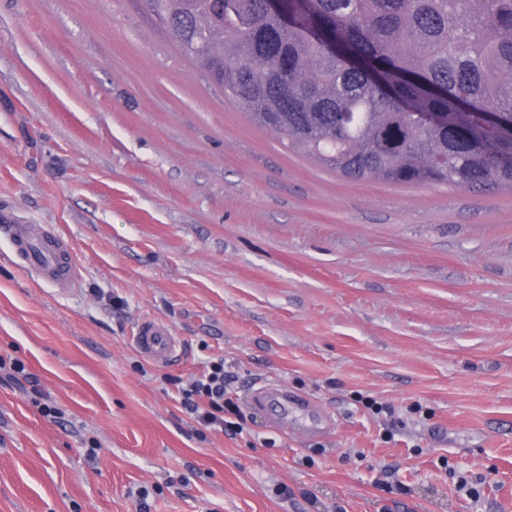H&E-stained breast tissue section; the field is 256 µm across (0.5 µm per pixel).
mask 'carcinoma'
I'll return each mask as SVG.
<instances>
[{"label":"carcinoma","mask_w":512,"mask_h":512,"mask_svg":"<svg viewBox=\"0 0 512 512\" xmlns=\"http://www.w3.org/2000/svg\"><path fill=\"white\" fill-rule=\"evenodd\" d=\"M288 148L356 181L512 191V0H142Z\"/></svg>","instance_id":"1"}]
</instances>
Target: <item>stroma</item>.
I'll list each match as a JSON object with an SVG mask.
<instances>
[{
    "label": "stroma",
    "instance_id": "stroma-1",
    "mask_svg": "<svg viewBox=\"0 0 512 512\" xmlns=\"http://www.w3.org/2000/svg\"><path fill=\"white\" fill-rule=\"evenodd\" d=\"M2 214L59 233L77 276L33 282L0 235V359L62 413L0 379V512H139L143 490L148 512H512L511 192L288 151L141 0H0ZM145 320L175 363L139 352ZM217 359L259 445L178 409L172 378ZM267 383L326 431L273 425ZM450 468L485 475L479 502ZM136 347L144 357L164 366L177 356L179 343L168 326L154 320L142 322L134 336ZM9 369L11 372L6 373V377L23 387L26 393L33 397V402L39 405L37 398H44V395L39 388L38 381L30 373H27L24 362L17 358L12 359ZM24 382L30 386L29 389ZM252 403L257 409L269 410L278 418H286L288 413L306 406L303 399L277 383L266 384L256 390Z\"/></svg>",
    "mask_w": 512,
    "mask_h": 512
}]
</instances>
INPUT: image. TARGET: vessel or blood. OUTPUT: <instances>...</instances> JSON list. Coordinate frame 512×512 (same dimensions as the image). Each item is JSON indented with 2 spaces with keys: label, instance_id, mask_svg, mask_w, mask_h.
Instances as JSON below:
<instances>
[{
  "label": "vessel or blood",
  "instance_id": "1",
  "mask_svg": "<svg viewBox=\"0 0 512 512\" xmlns=\"http://www.w3.org/2000/svg\"><path fill=\"white\" fill-rule=\"evenodd\" d=\"M0 233L14 246L20 265L28 274L60 289L70 286L75 266L65 239L38 224H9L1 227ZM134 341L144 357L160 366L172 362L179 348L178 340L169 327L154 320L140 324ZM252 403L279 418L305 406L303 399L277 383L256 390Z\"/></svg>",
  "mask_w": 512,
  "mask_h": 512
}]
</instances>
